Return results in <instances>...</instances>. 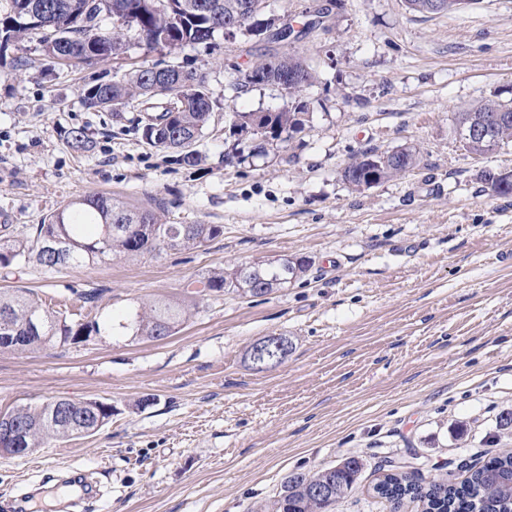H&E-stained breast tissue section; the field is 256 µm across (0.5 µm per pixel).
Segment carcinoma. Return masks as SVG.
<instances>
[{"label":"carcinoma","mask_w":512,"mask_h":512,"mask_svg":"<svg viewBox=\"0 0 512 512\" xmlns=\"http://www.w3.org/2000/svg\"><path fill=\"white\" fill-rule=\"evenodd\" d=\"M0 12V40L15 43L37 39L53 67L103 62L125 52L126 34L134 32L147 50L185 49L206 43L233 21L247 30L258 27L262 0H4ZM472 0H404L413 13L435 14L460 11ZM112 19V27L102 21ZM169 80L156 78L155 67L141 66L112 81L100 79L82 94L86 108L119 117L129 107L175 95L159 121L145 118L142 137L158 150L179 152L188 166L201 162L192 145L204 134L214 101L205 74L195 68L173 65ZM310 67L296 55H283L255 62L240 72L235 85L246 90L260 85L284 86L291 105L278 112H235L229 120L233 150L229 163L246 159L244 152L267 153L294 139L305 126L307 105L297 100L303 87L312 84ZM497 115L508 119L491 127L486 136L471 141L468 150L485 154L512 143V100L488 99L456 118V131L480 126ZM419 164L415 149L358 153L341 177L353 191L372 188L402 176ZM217 224H165L155 210L135 206L112 195L71 199L18 234L12 225L0 226V269L34 263L47 271L104 263L117 256L138 257L161 249L191 250L205 246L223 234ZM310 267L304 257L260 260L234 265L192 280L193 294L235 293L261 297L300 279ZM190 305L153 302L131 305L119 324L131 336L158 339L176 332L189 315ZM113 329L112 316L100 322L67 321L64 314L44 309L20 289L0 291V348L27 351L54 342H87L100 328ZM24 431L25 445L39 448L65 438L94 434L112 419V405L97 399L58 398L40 407H19L3 413ZM364 464L348 457L334 466L314 472L289 474L281 491L262 512H334L337 503L354 489ZM405 462L388 461L370 486L373 498L399 509L405 500L419 502L422 512H512V451L504 452L473 471L460 483L443 477L426 479L419 472L407 473Z\"/></svg>","instance_id":"1"}]
</instances>
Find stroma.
Masks as SVG:
<instances>
[{"label": "stroma", "instance_id": "1", "mask_svg": "<svg viewBox=\"0 0 512 512\" xmlns=\"http://www.w3.org/2000/svg\"><path fill=\"white\" fill-rule=\"evenodd\" d=\"M265 32L216 34L211 45L147 51L128 36L121 59L59 70L40 46L0 63V225L42 223L63 202L98 193L161 201L167 224H220L193 250L117 258L85 268H13L21 288L85 322L121 316L136 299L181 300L188 280L256 259L304 256L300 280L254 298L198 299L171 336L102 331L79 344L0 351V412L59 397L99 399L97 433L25 457L0 455V503L39 491L35 512H69L35 461L100 481L94 512H256L286 476L355 456L364 468L335 512H390L368 488L385 460L419 459L425 477L512 449L497 424L512 411V196L479 170L512 171V145L468 151L458 113L492 95L512 99V0L419 15L403 0H264ZM293 24L298 37L272 40ZM299 52L315 80L299 95L306 125L282 147L223 164L234 112H275L280 87L235 90L237 70ZM165 61L207 75L213 116L199 166L148 145L126 110H87L81 90ZM84 128L94 147L70 148ZM419 152L404 176L354 192L341 171L356 153ZM99 288L97 305L82 290ZM287 337L277 366L256 371L253 343Z\"/></svg>", "mask_w": 512, "mask_h": 512}]
</instances>
